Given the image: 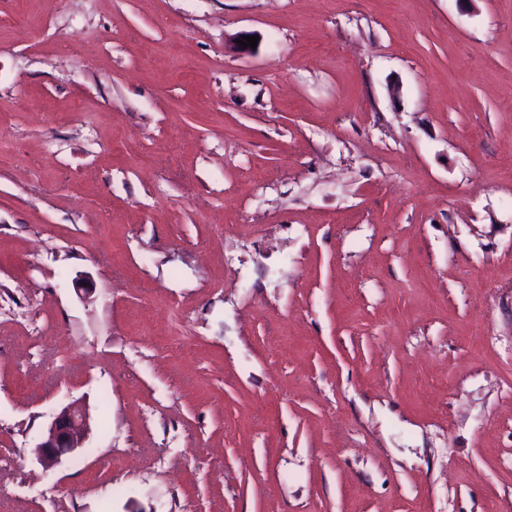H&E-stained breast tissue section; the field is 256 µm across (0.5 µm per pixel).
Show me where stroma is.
Masks as SVG:
<instances>
[{"mask_svg":"<svg viewBox=\"0 0 512 512\" xmlns=\"http://www.w3.org/2000/svg\"><path fill=\"white\" fill-rule=\"evenodd\" d=\"M0 512H512V0H0ZM88 431V417L82 406L63 408L53 418L36 447L39 463L46 470L54 468L63 455L83 448Z\"/></svg>","mask_w":512,"mask_h":512,"instance_id":"stroma-1","label":"stroma"}]
</instances>
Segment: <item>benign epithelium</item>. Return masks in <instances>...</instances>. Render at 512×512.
Returning a JSON list of instances; mask_svg holds the SVG:
<instances>
[{
  "label": "benign epithelium",
  "instance_id": "7a95c632",
  "mask_svg": "<svg viewBox=\"0 0 512 512\" xmlns=\"http://www.w3.org/2000/svg\"><path fill=\"white\" fill-rule=\"evenodd\" d=\"M88 431V417L82 406L63 408L53 418L37 445L39 463L47 470L54 468L63 455L83 447Z\"/></svg>",
  "mask_w": 512,
  "mask_h": 512
}]
</instances>
